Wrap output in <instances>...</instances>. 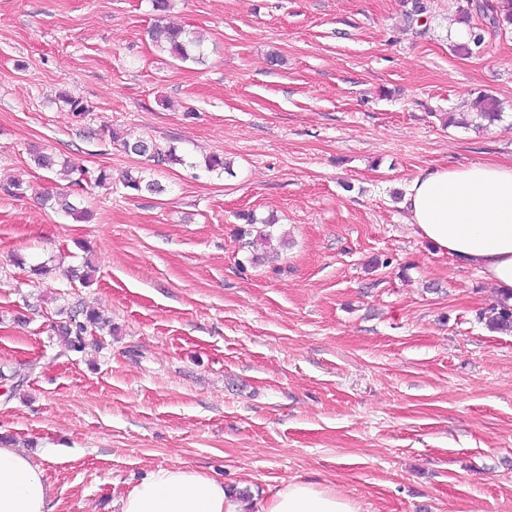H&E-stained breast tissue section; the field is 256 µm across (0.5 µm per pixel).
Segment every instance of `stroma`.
I'll use <instances>...</instances> for the list:
<instances>
[{"instance_id": "35a3bbf8", "label": "stroma", "mask_w": 512, "mask_h": 512, "mask_svg": "<svg viewBox=\"0 0 512 512\" xmlns=\"http://www.w3.org/2000/svg\"><path fill=\"white\" fill-rule=\"evenodd\" d=\"M425 2L412 27L403 0H172L208 46L193 64L153 46L151 0H0V434L57 447L54 512H112L177 462L267 496L331 485L362 512H512V333L393 197L426 168L512 164V30L462 56L466 0ZM480 92L503 112L484 129ZM36 149L111 170L84 187L92 221L45 205L70 183ZM130 170L164 193L128 192ZM241 211L273 219L276 254L249 262ZM78 305L112 328L67 354L52 325ZM112 141L120 142V145L123 146L125 150L131 151L134 154L140 156H148L149 160H152L155 165H163L170 163L180 162L182 159L175 153V148L172 147H162L156 143L148 142L144 140H138L131 143L129 140L125 139L122 134L117 131H112L111 133Z\"/></svg>"}]
</instances>
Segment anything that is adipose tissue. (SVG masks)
Segmentation results:
<instances>
[{
	"label": "adipose tissue",
	"instance_id": "1",
	"mask_svg": "<svg viewBox=\"0 0 512 512\" xmlns=\"http://www.w3.org/2000/svg\"><path fill=\"white\" fill-rule=\"evenodd\" d=\"M402 206L419 236L478 271L512 305V164L472 163L419 172ZM38 455L0 444V512H52L54 490ZM118 512H361L335 489L286 480L265 499L243 507L237 492L186 463L148 472L117 501Z\"/></svg>",
	"mask_w": 512,
	"mask_h": 512
}]
</instances>
